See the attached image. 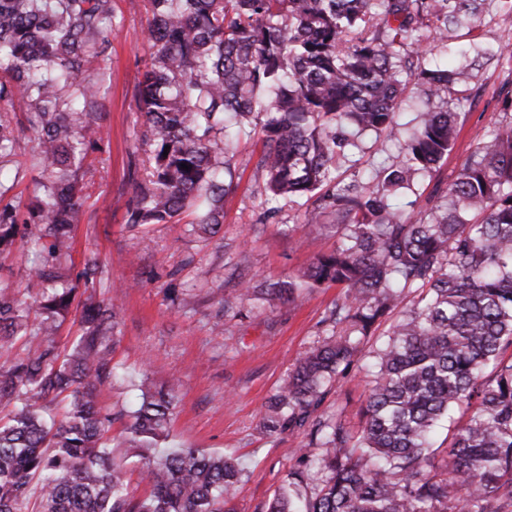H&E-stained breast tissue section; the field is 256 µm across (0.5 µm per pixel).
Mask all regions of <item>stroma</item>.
<instances>
[{"mask_svg":"<svg viewBox=\"0 0 512 512\" xmlns=\"http://www.w3.org/2000/svg\"><path fill=\"white\" fill-rule=\"evenodd\" d=\"M119 29L110 36L107 57L95 61L83 79L97 84L104 103L101 123L107 134L92 152L95 184L84 204L75 232L76 268L86 261L98 265L97 298L114 297L120 315L119 341L113 362L121 376L102 387L105 411L130 414L140 402L144 385L178 380L179 390L170 428L174 448H200L233 459L243 470L234 504L237 512H264L274 492L294 466L304 433L265 435L260 411L282 379L307 349L327 331L322 320L337 288H320L295 303L256 309L244 301L237 314L224 310V295L239 281L278 280L307 266L316 254L333 249L335 238L303 227V200H268L264 177L250 158L256 146L244 137L235 148L241 179L224 199V224L216 236L192 233L188 215L168 224L132 228L125 222L134 195L129 161L142 151L144 126L136 110L140 82L148 57L146 0H114ZM483 43L489 51L512 48V0H498L485 18ZM478 92L463 102H451L462 126L454 151L438 177L451 183L477 142L504 116L503 99L512 91V61H472ZM425 106L413 100L400 109L391 135L362 136L363 151L343 164L342 179L364 177L383 163L395 161L401 143L417 124ZM13 156L0 158V174L14 183L21 199L5 202L27 208L32 200L33 135L18 133ZM35 242L17 244L0 256V286H34ZM373 360L362 357L328 396V411H343L357 423L365 384Z\"/></svg>","mask_w":512,"mask_h":512,"instance_id":"35a3bbf8","label":"stroma"}]
</instances>
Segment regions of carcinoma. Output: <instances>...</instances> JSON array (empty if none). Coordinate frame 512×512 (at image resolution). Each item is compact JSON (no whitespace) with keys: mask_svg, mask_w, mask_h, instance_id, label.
I'll use <instances>...</instances> for the list:
<instances>
[{"mask_svg":"<svg viewBox=\"0 0 512 512\" xmlns=\"http://www.w3.org/2000/svg\"><path fill=\"white\" fill-rule=\"evenodd\" d=\"M492 2L148 0L138 111L152 157L126 224L190 211L192 230L217 234L242 133L261 144L266 195L304 197L334 216L318 230L338 237L336 248L286 280L238 290L239 300L285 305L343 288L325 316L330 334L263 413L267 433L308 437L267 512H512V113L446 188L436 174L459 136L448 109L423 112L402 160L378 175H336L361 135L393 132L406 91L472 97L468 71L426 63L432 50L420 42L432 36L445 48L448 25L464 24L468 45L478 44ZM113 19L112 0H0V101L25 106L38 170L29 218L0 209V253L32 222L43 255L34 303L0 289V350L26 345L0 363V512H236V463L163 448L176 384L142 392L124 428L136 461L107 444L113 417L99 391L112 382L118 312L91 294L78 299L77 284L94 287L97 266L75 274L68 262L90 186L86 161L103 138L102 105L80 77L108 52ZM16 147L1 112L0 157ZM401 305L371 350L373 380L353 428L322 407ZM68 320L80 334L62 349L54 336ZM443 420L452 426L440 457L433 434Z\"/></svg>","mask_w":512,"mask_h":512,"instance_id":"cac0c4a2","label":"carcinoma"}]
</instances>
